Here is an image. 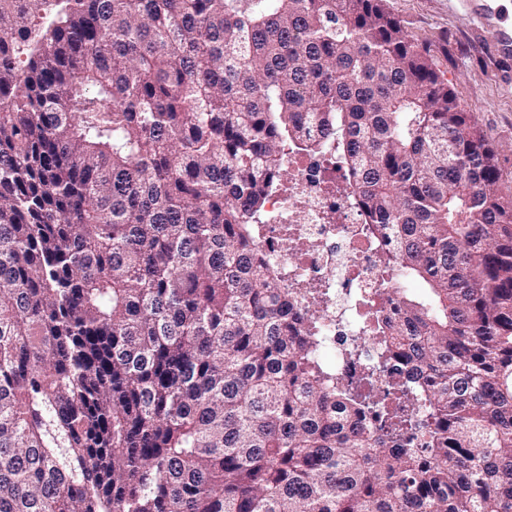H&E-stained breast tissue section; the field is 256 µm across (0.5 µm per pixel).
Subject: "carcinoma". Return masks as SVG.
I'll return each instance as SVG.
<instances>
[{
  "instance_id": "carcinoma-1",
  "label": "carcinoma",
  "mask_w": 512,
  "mask_h": 512,
  "mask_svg": "<svg viewBox=\"0 0 512 512\" xmlns=\"http://www.w3.org/2000/svg\"><path fill=\"white\" fill-rule=\"evenodd\" d=\"M332 143L426 385L324 383L261 266ZM498 179L382 0H0V512H512Z\"/></svg>"
}]
</instances>
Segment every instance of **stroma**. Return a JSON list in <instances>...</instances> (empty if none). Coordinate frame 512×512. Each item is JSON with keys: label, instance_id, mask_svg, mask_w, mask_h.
I'll return each instance as SVG.
<instances>
[{"label": "stroma", "instance_id": "stroma-1", "mask_svg": "<svg viewBox=\"0 0 512 512\" xmlns=\"http://www.w3.org/2000/svg\"><path fill=\"white\" fill-rule=\"evenodd\" d=\"M412 41L448 80L497 154L499 195L512 198V85L487 52L480 26L460 0H385Z\"/></svg>", "mask_w": 512, "mask_h": 512}]
</instances>
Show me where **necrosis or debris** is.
Returning a JSON list of instances; mask_svg holds the SVG:
<instances>
[{"label": "necrosis or debris", "instance_id": "4bbe7bcc", "mask_svg": "<svg viewBox=\"0 0 512 512\" xmlns=\"http://www.w3.org/2000/svg\"><path fill=\"white\" fill-rule=\"evenodd\" d=\"M288 167L287 190L271 198L268 221L258 227L266 267L282 279L301 311L313 313L332 381L352 383L373 371L384 383L405 379L407 351L395 350L382 363L389 341L369 331L371 321L390 324L397 318L400 283L381 263L389 239L369 230L335 149L316 158L289 156ZM372 297L378 306L371 314L365 302Z\"/></svg>", "mask_w": 512, "mask_h": 512}]
</instances>
